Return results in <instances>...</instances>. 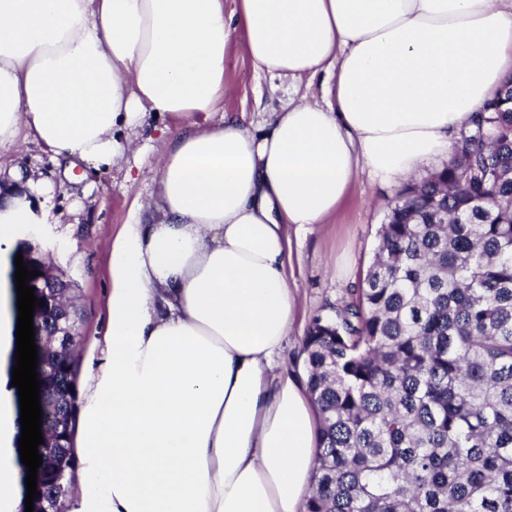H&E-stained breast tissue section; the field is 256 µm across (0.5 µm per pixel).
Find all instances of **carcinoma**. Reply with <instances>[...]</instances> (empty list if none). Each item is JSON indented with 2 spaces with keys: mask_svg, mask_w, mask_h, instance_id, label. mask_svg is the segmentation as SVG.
Masks as SVG:
<instances>
[{
  "mask_svg": "<svg viewBox=\"0 0 512 512\" xmlns=\"http://www.w3.org/2000/svg\"><path fill=\"white\" fill-rule=\"evenodd\" d=\"M361 288L303 339L319 414L304 512H512V81L454 157L388 205ZM42 417L76 378L45 367ZM41 496L57 499L69 448H41Z\"/></svg>",
  "mask_w": 512,
  "mask_h": 512,
  "instance_id": "1",
  "label": "carcinoma"
}]
</instances>
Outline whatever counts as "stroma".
Wrapping results in <instances>:
<instances>
[{"instance_id": "obj_1", "label": "stroma", "mask_w": 512, "mask_h": 512, "mask_svg": "<svg viewBox=\"0 0 512 512\" xmlns=\"http://www.w3.org/2000/svg\"><path fill=\"white\" fill-rule=\"evenodd\" d=\"M228 91L220 111L202 113L200 126H213L226 117H242L258 130L267 129L274 112L289 99L320 95V85H298L285 78L255 74L241 41L231 43L224 56ZM152 143L140 153L141 170L127 164L103 167L86 179L70 181L66 163L37 144L26 141L0 151V171L23 168L52 185V208L22 250L33 249L54 269L77 285L75 303L82 320L83 340L99 335L107 321L104 299L108 287L110 248L134 208L149 206L155 192L158 138L166 118L147 115ZM397 187L360 175L350 198L328 223L314 230L285 225L289 241L288 279L298 300L294 327L284 354L296 371H303L302 340L311 320L330 313L350 290L360 287L378 245L377 232Z\"/></svg>"}]
</instances>
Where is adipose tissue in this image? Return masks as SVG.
Returning a JSON list of instances; mask_svg holds the SVG:
<instances>
[{"label":"adipose tissue","instance_id":"obj_1","mask_svg":"<svg viewBox=\"0 0 512 512\" xmlns=\"http://www.w3.org/2000/svg\"><path fill=\"white\" fill-rule=\"evenodd\" d=\"M256 73L334 79L262 134L192 116L224 98L235 39ZM512 79V0H0V149L32 137L110 167L146 114L167 128L149 220L109 259L107 324L79 379L61 512H304L317 452L282 227L326 223L360 171L399 184L448 161ZM0 207V253L52 199ZM13 295L0 287V512H23Z\"/></svg>","mask_w":512,"mask_h":512}]
</instances>
